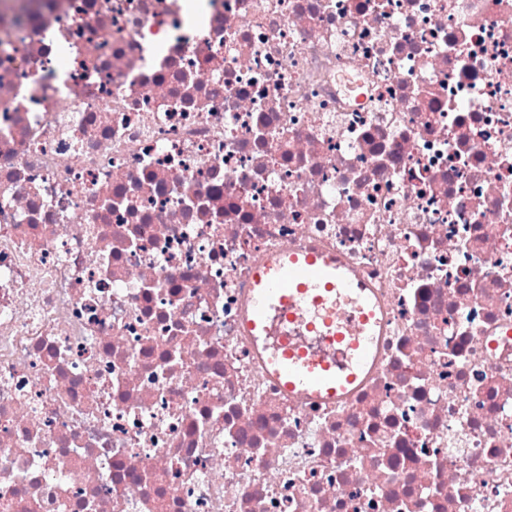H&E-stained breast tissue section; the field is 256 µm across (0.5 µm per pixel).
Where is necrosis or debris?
Returning <instances> with one entry per match:
<instances>
[{
  "label": "necrosis or debris",
  "instance_id": "obj_1",
  "mask_svg": "<svg viewBox=\"0 0 512 512\" xmlns=\"http://www.w3.org/2000/svg\"><path fill=\"white\" fill-rule=\"evenodd\" d=\"M293 248L337 402L243 330ZM0 512H512V0H0ZM251 306L244 318V331L257 343L267 333L268 319L280 316L288 325L305 327L315 334L336 336V321L348 322L352 330L343 342L351 359L342 366L335 359L313 360L288 338L266 355L264 368L289 394L335 400L351 393L360 382L375 347L378 320L367 288L336 261L317 251H284L257 270L251 288ZM336 292H349L358 299L357 308L336 320L324 322L302 317L316 304Z\"/></svg>",
  "mask_w": 512,
  "mask_h": 512
}]
</instances>
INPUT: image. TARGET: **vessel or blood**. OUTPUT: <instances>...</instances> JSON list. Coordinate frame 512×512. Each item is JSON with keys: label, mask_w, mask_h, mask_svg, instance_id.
I'll use <instances>...</instances> for the list:
<instances>
[{"label": "vessel or blood", "mask_w": 512, "mask_h": 512, "mask_svg": "<svg viewBox=\"0 0 512 512\" xmlns=\"http://www.w3.org/2000/svg\"><path fill=\"white\" fill-rule=\"evenodd\" d=\"M251 291V306L243 327L246 335L256 341L266 335L268 319L274 315L292 326L335 335V321L314 320L307 313L336 293L355 295L356 309L344 316L350 326L345 340L351 354L347 365L328 358L312 359L301 347L284 341L266 356L264 368L285 391L304 397L335 400L356 388L375 347L378 320L367 288L335 256L317 251H284L257 270Z\"/></svg>", "instance_id": "obj_1"}]
</instances>
